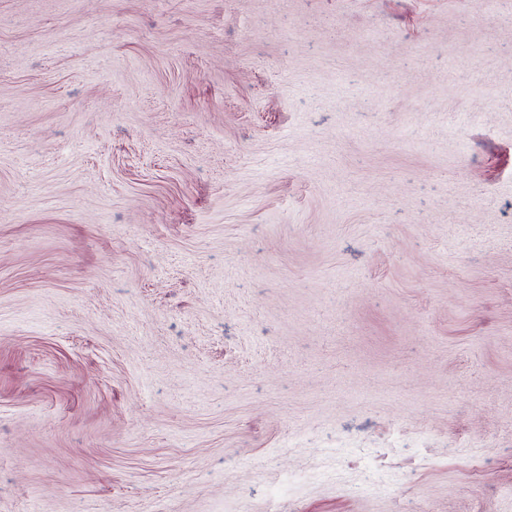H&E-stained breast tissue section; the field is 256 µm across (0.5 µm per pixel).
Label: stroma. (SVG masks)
I'll return each mask as SVG.
<instances>
[{"instance_id":"35a3bbf8","label":"stroma","mask_w":512,"mask_h":512,"mask_svg":"<svg viewBox=\"0 0 512 512\" xmlns=\"http://www.w3.org/2000/svg\"><path fill=\"white\" fill-rule=\"evenodd\" d=\"M0 512H512V0H0Z\"/></svg>"}]
</instances>
